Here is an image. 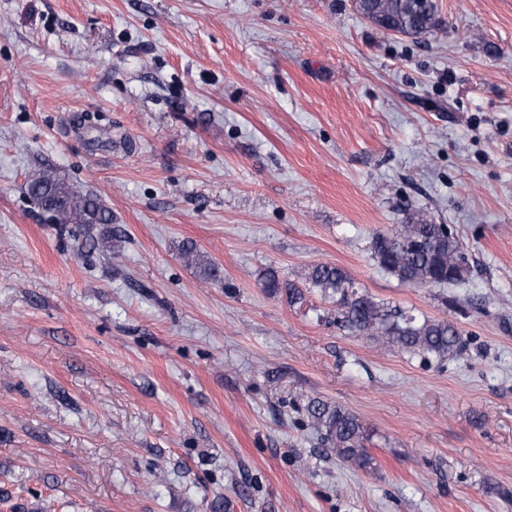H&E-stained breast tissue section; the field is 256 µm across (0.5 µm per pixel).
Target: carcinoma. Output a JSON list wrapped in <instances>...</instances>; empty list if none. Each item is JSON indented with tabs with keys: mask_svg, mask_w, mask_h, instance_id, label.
Here are the masks:
<instances>
[{
	"mask_svg": "<svg viewBox=\"0 0 512 512\" xmlns=\"http://www.w3.org/2000/svg\"><path fill=\"white\" fill-rule=\"evenodd\" d=\"M361 13L378 27L418 39L441 29L442 18L436 0H358ZM25 190L34 202L39 216L50 224L69 231L81 242L90 256L99 248V240L91 230L97 224L112 223V211L93 192L80 193L50 175H31ZM371 248L380 264L401 283L414 287L457 285L466 281L471 267L461 243L451 227L433 224L420 213L408 217L390 233H378ZM183 262L196 269L199 276H217L215 265L192 243L182 246ZM264 287L283 293L290 304L304 301L312 288L336 299V322L358 335L366 336L381 346H397L425 360L436 357L461 358L467 344L454 323L417 319L388 304L376 300L343 268L327 263L308 269L299 280L281 279L270 272ZM308 419L321 443L336 456L351 461L361 469L370 467L372 458L366 444L371 432L352 411L313 398L307 406Z\"/></svg>",
	"mask_w": 512,
	"mask_h": 512,
	"instance_id": "cac0c4a2",
	"label": "carcinoma"
}]
</instances>
